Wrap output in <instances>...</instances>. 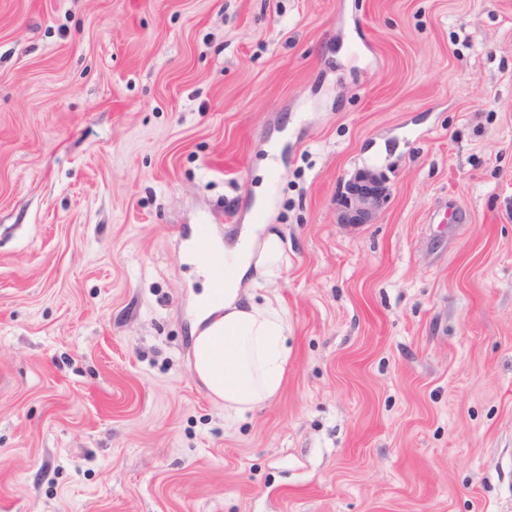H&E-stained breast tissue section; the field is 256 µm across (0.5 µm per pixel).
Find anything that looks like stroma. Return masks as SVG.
Instances as JSON below:
<instances>
[{
  "instance_id": "1",
  "label": "stroma",
  "mask_w": 512,
  "mask_h": 512,
  "mask_svg": "<svg viewBox=\"0 0 512 512\" xmlns=\"http://www.w3.org/2000/svg\"><path fill=\"white\" fill-rule=\"evenodd\" d=\"M202 224L288 240L237 422ZM0 512H512V0H0ZM390 188L371 170H361L351 177L336 197L338 224H371L386 204Z\"/></svg>"
}]
</instances>
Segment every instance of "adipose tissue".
<instances>
[{"mask_svg":"<svg viewBox=\"0 0 512 512\" xmlns=\"http://www.w3.org/2000/svg\"><path fill=\"white\" fill-rule=\"evenodd\" d=\"M222 292H206L193 338V370L228 416L244 418L274 399L288 370V314L279 300L256 302L251 287L274 284L288 268L286 245L264 224L225 246Z\"/></svg>","mask_w":512,"mask_h":512,"instance_id":"adipose-tissue-1","label":"adipose tissue"}]
</instances>
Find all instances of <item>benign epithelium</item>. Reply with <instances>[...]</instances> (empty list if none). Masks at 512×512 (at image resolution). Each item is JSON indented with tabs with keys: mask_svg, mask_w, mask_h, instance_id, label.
<instances>
[{
	"mask_svg": "<svg viewBox=\"0 0 512 512\" xmlns=\"http://www.w3.org/2000/svg\"><path fill=\"white\" fill-rule=\"evenodd\" d=\"M389 196L390 188L380 175L367 169L357 172L336 197V223H373Z\"/></svg>",
	"mask_w": 512,
	"mask_h": 512,
	"instance_id": "1",
	"label": "benign epithelium"
}]
</instances>
